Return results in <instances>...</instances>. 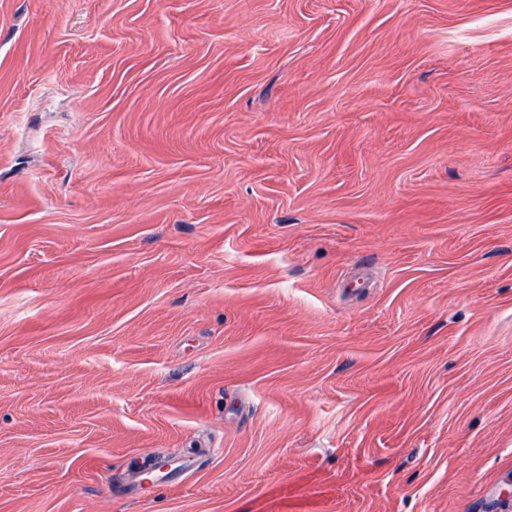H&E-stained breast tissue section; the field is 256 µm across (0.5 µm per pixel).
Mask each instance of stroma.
Instances as JSON below:
<instances>
[{
	"mask_svg": "<svg viewBox=\"0 0 512 512\" xmlns=\"http://www.w3.org/2000/svg\"><path fill=\"white\" fill-rule=\"evenodd\" d=\"M0 512H512V0H0Z\"/></svg>",
	"mask_w": 512,
	"mask_h": 512,
	"instance_id": "35a3bbf8",
	"label": "stroma"
}]
</instances>
